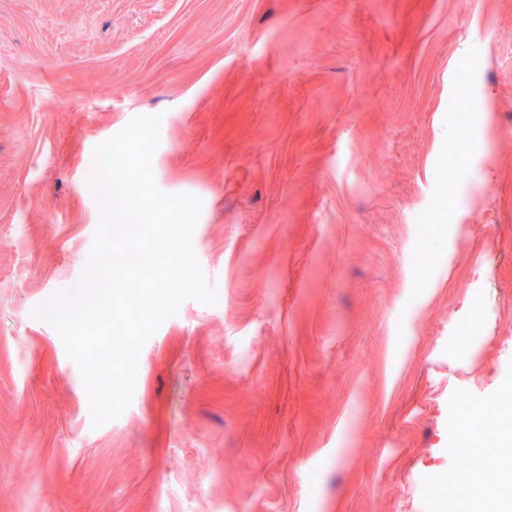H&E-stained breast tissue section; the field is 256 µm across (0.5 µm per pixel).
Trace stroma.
<instances>
[{"label":"stroma","instance_id":"stroma-1","mask_svg":"<svg viewBox=\"0 0 512 512\" xmlns=\"http://www.w3.org/2000/svg\"><path fill=\"white\" fill-rule=\"evenodd\" d=\"M147 114L217 301L96 427L33 312L83 277L96 146ZM507 392L512 0H0V512H446L457 401Z\"/></svg>","mask_w":512,"mask_h":512}]
</instances>
